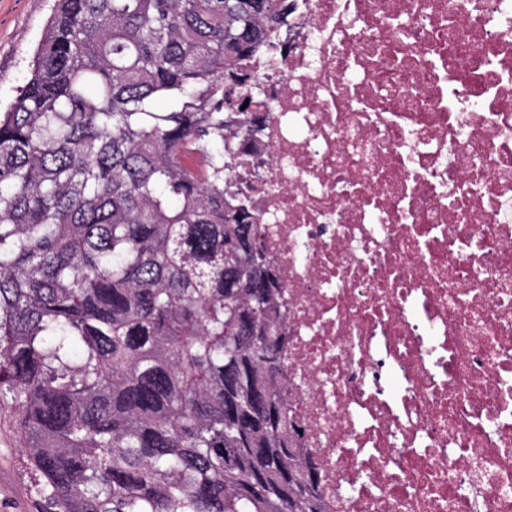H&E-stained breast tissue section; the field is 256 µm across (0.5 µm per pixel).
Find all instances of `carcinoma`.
Masks as SVG:
<instances>
[{
	"mask_svg": "<svg viewBox=\"0 0 512 512\" xmlns=\"http://www.w3.org/2000/svg\"><path fill=\"white\" fill-rule=\"evenodd\" d=\"M289 0H56L0 111V406L45 512H325L226 102ZM248 107H243V104Z\"/></svg>",
	"mask_w": 512,
	"mask_h": 512,
	"instance_id": "obj_1",
	"label": "carcinoma"
}]
</instances>
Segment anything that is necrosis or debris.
Returning <instances> with one entry per match:
<instances>
[{
    "instance_id": "1",
    "label": "necrosis or debris",
    "mask_w": 512,
    "mask_h": 512,
    "mask_svg": "<svg viewBox=\"0 0 512 512\" xmlns=\"http://www.w3.org/2000/svg\"><path fill=\"white\" fill-rule=\"evenodd\" d=\"M246 69L326 512H512V0H291Z\"/></svg>"
}]
</instances>
